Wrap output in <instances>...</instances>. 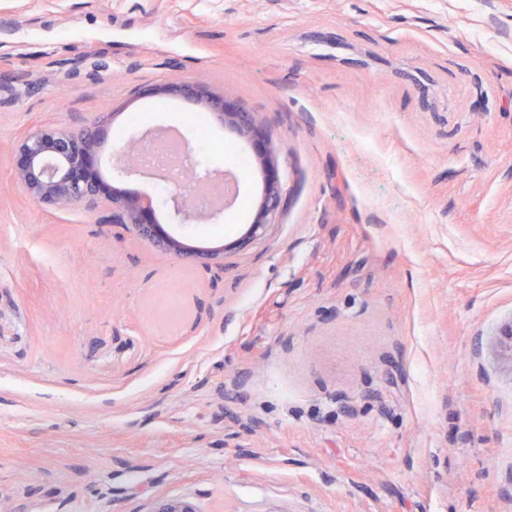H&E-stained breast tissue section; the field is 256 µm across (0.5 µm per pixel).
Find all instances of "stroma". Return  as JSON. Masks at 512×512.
I'll use <instances>...</instances> for the list:
<instances>
[{
    "label": "stroma",
    "mask_w": 512,
    "mask_h": 512,
    "mask_svg": "<svg viewBox=\"0 0 512 512\" xmlns=\"http://www.w3.org/2000/svg\"><path fill=\"white\" fill-rule=\"evenodd\" d=\"M272 138L285 208L194 100ZM104 127V207L11 184L28 132ZM178 129L236 203L184 224L116 148ZM180 284L181 318L154 312ZM512 0H0V504L16 512H512ZM183 92L191 95L197 102L205 104L209 110L218 111L225 124L230 125L237 134L253 145V156L265 173L264 191L259 204V213L249 232L236 244V249L243 248L251 240L260 236L267 224L281 212L284 207V193L278 176V157L275 147L266 134L259 129L250 112L229 100L225 93L215 94L199 85H176L167 88H155V95H167ZM150 512H200L195 503L189 499L157 497Z\"/></svg>",
    "instance_id": "1"
}]
</instances>
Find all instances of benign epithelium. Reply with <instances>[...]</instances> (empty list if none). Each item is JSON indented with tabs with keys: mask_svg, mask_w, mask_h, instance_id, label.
<instances>
[{
	"mask_svg": "<svg viewBox=\"0 0 512 512\" xmlns=\"http://www.w3.org/2000/svg\"><path fill=\"white\" fill-rule=\"evenodd\" d=\"M183 92L217 111L224 123L253 145V156L265 173L264 191L259 213L249 232L235 248L246 246L260 236L265 227L284 207V193L278 176V157L275 147L259 129L251 113L229 100L226 94H215L199 85H176L155 90V94L167 95ZM101 134L100 122L94 121L77 132L52 128L35 130L24 136L17 146L12 164L13 182L17 188L34 201L56 210L76 204L91 202L112 210V220L131 226L135 235L155 251L181 260L209 266L224 263V248L192 250L176 237L167 233L153 218V202L149 199L130 197L116 191H107L99 183L94 168V149ZM138 141L132 140L119 150L122 160L115 169L120 174H130L140 165L126 162L137 152ZM175 213L184 223H208L215 219L219 210L208 211L194 208L188 196L178 191L169 192ZM150 512H200L189 499L158 497Z\"/></svg>",
	"mask_w": 512,
	"mask_h": 512,
	"instance_id": "benign-epithelium-1",
	"label": "benign epithelium"
}]
</instances>
